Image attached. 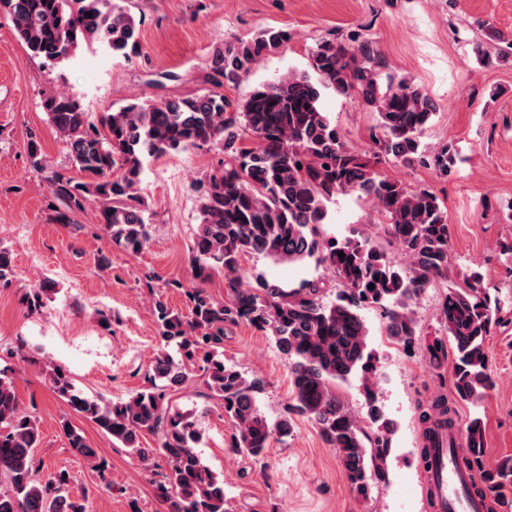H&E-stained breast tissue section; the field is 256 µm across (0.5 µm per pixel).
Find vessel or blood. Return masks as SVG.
Returning <instances> with one entry per match:
<instances>
[{
  "instance_id": "1",
  "label": "vessel or blood",
  "mask_w": 512,
  "mask_h": 512,
  "mask_svg": "<svg viewBox=\"0 0 512 512\" xmlns=\"http://www.w3.org/2000/svg\"><path fill=\"white\" fill-rule=\"evenodd\" d=\"M440 442L428 469L435 512H483V501L470 491L471 472L456 465L448 436H441Z\"/></svg>"
}]
</instances>
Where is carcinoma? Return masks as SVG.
Here are the masks:
<instances>
[{
  "instance_id": "obj_1",
  "label": "carcinoma",
  "mask_w": 512,
  "mask_h": 512,
  "mask_svg": "<svg viewBox=\"0 0 512 512\" xmlns=\"http://www.w3.org/2000/svg\"><path fill=\"white\" fill-rule=\"evenodd\" d=\"M92 16H87V13ZM0 16L10 20L29 54L56 68L85 48L103 47L115 56L140 50L139 21L128 0H0ZM291 40L283 27H269L246 41L224 44L211 61L210 79L217 90L160 101H131L90 120L81 96L47 85L41 106L67 146L70 164L80 177L56 170L47 177L54 202L53 220L72 223V215L95 203L100 223L112 242L138 252L150 238L148 206L140 194L147 157L219 144L224 161L200 185V223L194 242L199 273L222 268L228 298L215 300L201 287L186 288L188 312L180 314L163 297L153 314L161 349L147 386L127 400L106 401L77 388L68 372L52 368L53 391L94 422L143 463L161 455L169 471L155 484L167 512H229L224 481L206 467L196 445L200 436L190 417L171 411L169 395L199 370L211 396L219 399L238 431L236 447L252 458L264 456L272 435L284 442L293 433L289 415L271 424L260 412L259 385L224 362V330L249 324L264 331L288 357L294 411L311 418L336 449L352 491L367 498L383 464L392 432L377 396L378 358L369 349L368 329L359 310L381 309L388 336L409 347L415 336L414 301L448 276L450 234L447 214L428 189H410L381 175L375 163L349 150L329 112L323 92L355 95L378 114L373 138L383 153L407 166L430 160L439 177L455 166L451 148L430 154L421 137L435 111L431 97L404 77L385 72L371 43L324 40L309 55L312 73L294 71L257 87L241 104L219 92L247 77L262 58ZM473 54L484 66L500 64L508 53H490L483 42ZM250 133L258 145L244 143ZM27 156L35 171L45 169L39 135L29 132ZM341 194L374 201L381 224L371 235L363 230L337 238L323 230L328 203ZM410 259L394 264L381 240ZM344 256H339L338 252ZM262 255L281 264L310 260L329 269L339 291L326 305L328 284L322 278L295 286L269 282L263 275L245 281L236 276L238 258ZM14 274L11 252L0 246V284ZM374 288H369V285ZM500 302L482 287L474 272L464 288H448L440 325L448 339L427 345L440 364L453 349L454 401L476 406L492 387L486 337L499 323ZM360 376L366 419L376 428L373 445L336 392V383ZM456 411L437 398L420 415L425 424L421 455L429 463L439 433L455 427ZM72 452L98 468L97 452L81 431L62 424ZM149 432L158 447L141 445ZM484 424L471 415L464 423L457 465L473 473V494L504 507L505 486H512V455L485 464ZM41 439L37 420L21 410L12 382L0 370V512H85L71 498L69 478L58 472L44 482L34 479L35 449Z\"/></svg>"
}]
</instances>
